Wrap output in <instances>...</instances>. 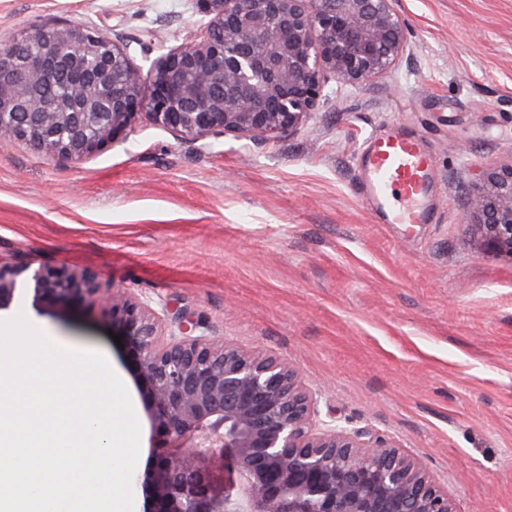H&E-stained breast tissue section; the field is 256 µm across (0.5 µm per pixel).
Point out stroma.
Instances as JSON below:
<instances>
[{
  "label": "stroma",
  "mask_w": 512,
  "mask_h": 512,
  "mask_svg": "<svg viewBox=\"0 0 512 512\" xmlns=\"http://www.w3.org/2000/svg\"><path fill=\"white\" fill-rule=\"evenodd\" d=\"M406 52L383 78L328 83L306 125L190 141L138 118L83 161L0 143V265L90 270L169 327L288 361L322 415L404 448L460 510L512 512V257L463 221L480 174L512 163V0H397ZM197 0H0V48L34 26L117 29L135 64L198 33ZM422 141L429 224H382L357 192L372 134ZM24 313L102 354L141 426L134 512L156 438L99 307Z\"/></svg>",
  "instance_id": "35a3bbf8"
}]
</instances>
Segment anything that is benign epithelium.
<instances>
[{"label":"benign epithelium","mask_w":512,"mask_h":512,"mask_svg":"<svg viewBox=\"0 0 512 512\" xmlns=\"http://www.w3.org/2000/svg\"><path fill=\"white\" fill-rule=\"evenodd\" d=\"M200 33L144 70L112 30L37 27L0 49V140L80 162L144 114L188 140L263 136L303 125L341 87L400 62L408 24L396 0H199ZM484 248L512 257V164L484 178L464 212ZM31 306L98 305L125 336L158 445L148 512H459L400 448L323 420L297 369L231 341L169 328L154 302L117 300L92 271L0 266V311L19 285ZM189 435L185 450L179 439ZM222 448L217 492L203 465Z\"/></svg>","instance_id":"obj_1"}]
</instances>
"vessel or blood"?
<instances>
[{
    "mask_svg": "<svg viewBox=\"0 0 512 512\" xmlns=\"http://www.w3.org/2000/svg\"><path fill=\"white\" fill-rule=\"evenodd\" d=\"M433 160L416 139L392 131L370 138L358 173L360 193L386 224H426Z\"/></svg>",
    "mask_w": 512,
    "mask_h": 512,
    "instance_id": "vessel-or-blood-1",
    "label": "vessel or blood"
}]
</instances>
